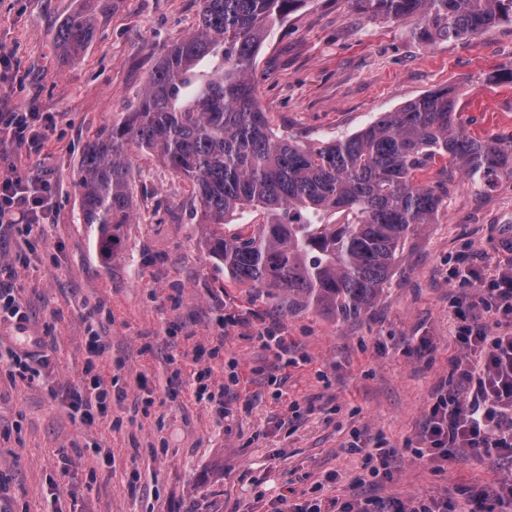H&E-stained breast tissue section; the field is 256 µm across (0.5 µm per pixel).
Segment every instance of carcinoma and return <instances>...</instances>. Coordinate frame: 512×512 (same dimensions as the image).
<instances>
[{"mask_svg":"<svg viewBox=\"0 0 512 512\" xmlns=\"http://www.w3.org/2000/svg\"><path fill=\"white\" fill-rule=\"evenodd\" d=\"M196 29L150 72L133 111L89 143L78 175L83 223L112 256L131 223L130 154L157 155L193 185L209 256L251 288L288 295V305L356 316L384 291L408 237L443 203L419 182L437 158L463 178L492 185L512 176V136L479 138L456 122L447 87L359 131L305 146L277 135L257 104L252 70L277 24L305 0H198ZM366 14L418 19L424 43L475 36L512 22V0H355ZM111 0H84L61 25L56 48L78 55ZM260 224L224 227L236 215Z\"/></svg>","mask_w":512,"mask_h":512,"instance_id":"1","label":"carcinoma"}]
</instances>
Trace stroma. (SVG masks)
Here are the masks:
<instances>
[{"label": "stroma", "instance_id": "stroma-1", "mask_svg": "<svg viewBox=\"0 0 512 512\" xmlns=\"http://www.w3.org/2000/svg\"><path fill=\"white\" fill-rule=\"evenodd\" d=\"M82 0H0V113L48 116L37 147L0 139V164L50 180L54 206L29 240L0 231V264L49 363L34 382L0 362V512H274L336 498L471 499L512 477V459L459 449L416 455L424 411L463 355L453 302L477 303L454 268L492 272L512 259V178L490 189L437 159L421 177L446 196L411 235L377 301L338 319L292 309L281 293L236 284L204 245L192 184L157 156L133 151L134 219L103 258L82 221V153L135 105L157 60L195 30L197 0H112L78 56L55 48ZM411 19L372 17L353 0H305L261 49L256 97L273 129L308 145L349 135L379 113L444 87L460 91L459 123L479 137L512 135V23L428 45ZM110 350L89 358L88 329ZM294 344L285 366L260 337ZM431 349L416 352L419 338ZM224 398L199 399L196 375ZM98 376L114 399L106 418L77 426L70 391ZM360 436L392 454L362 480Z\"/></svg>", "mask_w": 512, "mask_h": 512}]
</instances>
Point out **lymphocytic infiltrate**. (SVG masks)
<instances>
[{
    "label": "lymphocytic infiltrate",
    "mask_w": 512,
    "mask_h": 512,
    "mask_svg": "<svg viewBox=\"0 0 512 512\" xmlns=\"http://www.w3.org/2000/svg\"><path fill=\"white\" fill-rule=\"evenodd\" d=\"M53 192L44 179H32L10 166L0 172V224L30 236L52 206ZM456 277L478 284L484 310L495 313L494 325L482 323L468 310L458 311L455 339L464 351L456 362V385L439 390L429 408L422 438L434 457L445 460L458 448L476 451L512 449V267L485 276L459 269ZM112 396L98 378H89L70 394L72 416L86 424L106 417ZM307 512H468L446 502L368 499L353 503L316 501Z\"/></svg>",
    "instance_id": "obj_1"
}]
</instances>
